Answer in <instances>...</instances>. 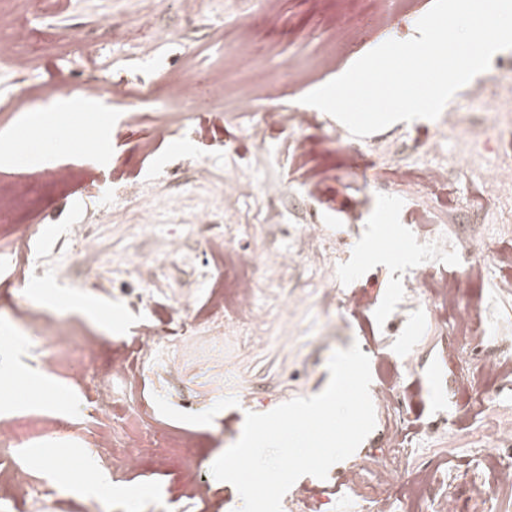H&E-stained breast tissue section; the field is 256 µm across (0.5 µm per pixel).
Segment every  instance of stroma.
I'll return each mask as SVG.
<instances>
[{
	"mask_svg": "<svg viewBox=\"0 0 512 512\" xmlns=\"http://www.w3.org/2000/svg\"><path fill=\"white\" fill-rule=\"evenodd\" d=\"M433 0H55L50 10L22 16L31 30L29 50L39 66L28 85L33 94L24 112L13 118L4 106L17 91L15 72L0 65V183H26L41 189L32 214L22 224L40 225L28 245V262L37 277L18 287L3 261L9 236L0 237V312L20 302L49 318L67 319L78 334L100 337L97 354L84 361V375L50 362L44 340L18 336L0 327V419L16 424L27 442L5 452L6 465L24 469L32 483L49 489L44 512H81L101 493L102 480L113 489L128 484L139 494L127 512H197L184 496L186 483L210 481L216 512H238L236 488L213 479V462L241 436L245 415L266 413L298 397L323 391L330 378L328 361L336 350L359 344L370 359L371 389L400 385L399 408L377 413L373 431L349 458L332 465L326 478L300 477L297 488L324 491L335 512H358L359 495L384 486L369 451L387 428H400L405 439L440 460L448 472L446 491L461 512H512V489L498 502L482 496L497 458H512V441H493L487 418L512 424V375L492 385V395L475 403L465 393L449 397L437 380L447 377L477 384L476 364L495 345L512 344V294L497 298L505 271L496 259L470 265L455 250L428 260L420 245L424 234L470 240V223L500 250L512 249V181L492 184L488 173L497 158L484 107L472 104L485 85L475 76L447 103L446 112L470 108L481 128L478 140L461 143V131L440 120L400 121L363 138H349L334 117L305 106V86L289 84L288 61L314 58L331 25L346 27L347 38L335 47L337 65L320 74L318 84L343 74L377 45L370 19L378 8L394 17L392 38L417 34L418 20ZM140 17L161 33L154 52L140 57L131 40H119L123 21ZM81 30L84 44L55 54L46 49L57 33ZM252 36L254 71L268 84L273 105L306 112L301 131L266 126L263 144L246 130L257 117L239 103L197 104L177 109L168 79L189 70H205L225 59V36ZM120 85L145 99L138 117L122 100L104 94L94 112H54V101L82 94L90 83ZM68 137L56 140L60 129ZM104 130L105 140L91 137ZM26 138L30 150L18 154L13 141ZM112 145V163L103 170L82 163L83 155ZM418 143L410 154L407 144ZM448 163V186L438 199L416 186L392 180L394 166ZM70 174L64 187H53L58 172ZM243 176L255 186L232 207L224 205V182ZM206 210L216 223H198ZM357 222H350V215ZM151 228H144V220ZM83 225L105 248L109 260L83 266L58 241L71 225ZM315 225L318 238L305 236ZM253 255L266 264L258 303L266 314L250 322L231 310L213 311L210 290L233 286L241 266L213 255L214 241ZM287 251L296 261L271 263ZM433 264L448 281H471L498 312L485 319L482 338L463 359L442 354L448 340L443 325L406 295L419 268ZM196 301L188 320L173 317L179 300ZM150 324L163 344L142 356L133 344L142 325ZM223 335L221 350L211 338ZM144 373L134 407L152 422L157 453L138 470L112 464L99 453L97 432L112 427L95 410L97 394L89 376L106 372L115 357ZM174 369L165 383L151 362ZM51 398L59 411L32 405V397ZM456 415L455 427L442 423ZM361 472L366 482L353 493L345 476Z\"/></svg>",
	"mask_w": 512,
	"mask_h": 512,
	"instance_id": "obj_1",
	"label": "stroma"
}]
</instances>
